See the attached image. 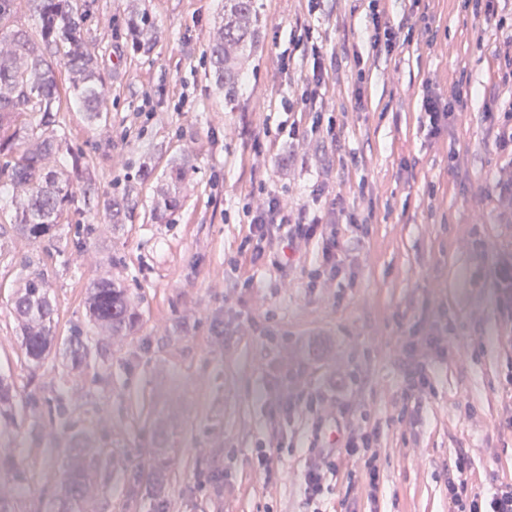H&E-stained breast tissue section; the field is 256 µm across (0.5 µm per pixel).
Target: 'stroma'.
Here are the masks:
<instances>
[{
  "label": "stroma",
  "mask_w": 512,
  "mask_h": 512,
  "mask_svg": "<svg viewBox=\"0 0 512 512\" xmlns=\"http://www.w3.org/2000/svg\"><path fill=\"white\" fill-rule=\"evenodd\" d=\"M141 2L160 29L146 53L127 36V0H86L107 117L90 121L67 103L57 114L84 178L49 248L16 233L12 190L0 185V377L17 391L0 450L20 468L0 473V501L59 512L79 446L97 458L81 512H261L268 501L306 512L313 416L272 421L262 399L271 382L283 394L348 386L351 409L370 411L379 429L378 501L349 489L340 470L327 478L326 512H452L460 453L474 490L512 482V389L502 385L512 327L494 280L500 254L512 253V201L496 187L505 162L483 119L512 96L497 74L512 37L484 29L464 0H383L391 24L424 15L433 33L376 55L369 0H255L259 45L228 102L208 57L224 0ZM307 28L328 53V77L305 106L313 58L297 38ZM428 91L444 102L470 94L438 135L422 109ZM317 112L343 123L342 136L289 143L291 122L311 125ZM184 156L193 170L181 204L155 222L152 203ZM126 189L138 202L131 219L101 223L106 201ZM271 192L331 224L343 207L373 211L369 234L348 232L345 271L326 287L305 288L314 242L281 269L270 254L233 265L244 207ZM33 272L50 286L56 331L32 371L11 299ZM100 278L126 288L133 332L110 336L90 322L88 286ZM415 325L445 329L448 354L433 365L434 393L398 424ZM72 336L89 348L79 366L66 356ZM262 447L281 450L269 483L250 467Z\"/></svg>",
  "instance_id": "obj_1"
}]
</instances>
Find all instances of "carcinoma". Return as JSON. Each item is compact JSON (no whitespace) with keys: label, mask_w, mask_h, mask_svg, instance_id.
<instances>
[{"label":"carcinoma","mask_w":512,"mask_h":512,"mask_svg":"<svg viewBox=\"0 0 512 512\" xmlns=\"http://www.w3.org/2000/svg\"><path fill=\"white\" fill-rule=\"evenodd\" d=\"M41 21L39 38L3 23L11 0H0V154L9 160L0 166V181L17 198L13 216L16 232L32 245L53 242V229L64 208L73 203L74 180L79 178L80 156H72L71 170H55L51 163L63 151L66 135L56 129L60 111L58 68L67 73V93L95 122L103 118L107 95L95 48L84 34L87 9L79 0H31ZM258 15L254 0H224V19L210 44V60L224 98L234 96L243 62L257 43ZM127 25L134 50H150L159 30L137 0L127 4ZM193 170L187 157L173 163L170 184L157 196L153 211L159 218L180 206V185ZM134 209L130 193L112 196L106 219L123 224ZM22 336L20 348L28 364L37 366L49 353L54 333V306L48 282L36 274L27 279L13 299ZM87 313L99 329L113 334L133 330L137 313L126 289L109 280H95L89 288ZM71 360L86 361L81 336L68 342ZM14 387L0 378V421L12 423ZM92 467L84 455L68 463L65 498L71 510L80 508Z\"/></svg>","instance_id":"obj_1"}]
</instances>
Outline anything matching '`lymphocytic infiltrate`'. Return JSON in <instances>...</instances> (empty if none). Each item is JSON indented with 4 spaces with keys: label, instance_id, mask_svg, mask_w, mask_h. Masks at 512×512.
<instances>
[{
    "label": "lymphocytic infiltrate",
    "instance_id": "f902f5d3",
    "mask_svg": "<svg viewBox=\"0 0 512 512\" xmlns=\"http://www.w3.org/2000/svg\"><path fill=\"white\" fill-rule=\"evenodd\" d=\"M431 31L428 22L410 24L405 35L397 31L385 19L378 4H371L368 42L373 52L390 53L398 39L412 41L424 37ZM250 237L259 241L249 259L256 262L263 258L266 247L284 242L295 245L320 239L321 246L316 254L314 266L308 273V288H317L322 279L339 275L344 264L345 235L354 227L368 232L369 219H357L354 211H347L341 224L324 223L322 215L291 220L290 214L278 196H271L265 210H244ZM406 356L412 366V373L401 394L399 420H406L409 404L417 395L432 391L431 364L445 358L446 348L440 332L426 335L412 330L406 339ZM265 402L272 418L283 420L301 410H313L324 401L323 392L304 389L283 395L265 390ZM323 420H316L309 436L307 454L310 462L303 478L305 503L312 512H321L319 505L325 495L324 479L340 467H348L351 487H364L369 497H376L380 480L379 432L371 422L369 412L362 411L347 418L338 425L334 439H327ZM455 468L457 477L448 485V497L454 512H512V484L494 483L484 491H474L469 483L471 461L467 456H458Z\"/></svg>",
    "mask_w": 512,
    "mask_h": 512
}]
</instances>
